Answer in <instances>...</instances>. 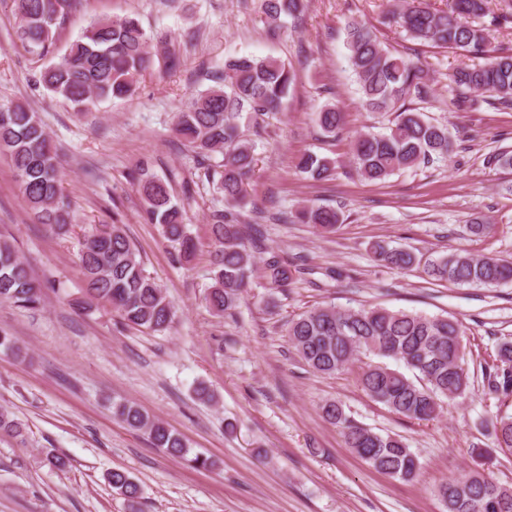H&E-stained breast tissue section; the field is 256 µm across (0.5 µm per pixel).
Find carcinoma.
I'll return each mask as SVG.
<instances>
[{
    "mask_svg": "<svg viewBox=\"0 0 512 512\" xmlns=\"http://www.w3.org/2000/svg\"><path fill=\"white\" fill-rule=\"evenodd\" d=\"M20 25L16 37L31 53L53 56L65 16L75 0H14ZM489 0H451L445 9L420 0L388 12L389 25L411 39L435 47L463 49L483 62L457 68L451 81L458 91V106L473 108L484 101L512 109V54L493 55L487 28L474 20L487 14ZM307 0H262L271 34L284 19L296 18ZM149 38L133 16L93 20L60 60L40 72L38 82L81 112L93 100H122L134 95L140 78L152 66ZM350 69L363 108L391 114L385 133L366 131L350 145V163L363 179L384 181L402 170L440 161L452 152L448 127L434 122L406 101L428 102L433 89L428 71L419 62L394 55L384 48L368 25L351 20L345 27ZM296 76L288 64L273 57L242 56L224 64L217 85L191 96L176 113L174 131L203 158L222 155L212 168V182L224 194L227 207L210 215L213 245V283L207 302L217 315L234 310L242 289L254 275L268 287L286 291L297 279L299 267L274 251L259 259L254 254L263 236L261 224H244L236 208L244 203L245 185L257 159L251 142L242 138L239 118L281 111L294 90ZM316 122L327 138L343 128L344 113L333 103L322 105ZM0 155L8 158L27 208L38 224L58 234L68 232L71 203L63 192L62 174L50 136L38 113L21 104L0 106ZM334 161L313 153L300 156L297 168L309 177H328ZM143 201L144 219L160 226L162 236L191 260L198 249L186 224L183 207L175 201L169 181L142 167L133 177ZM324 233L336 232L342 216L330 206L311 205L294 217ZM285 217V220L292 219ZM374 260L398 269H410L420 259L407 250L372 244ZM85 286L83 304L112 306L127 324L165 332L174 312L163 289L145 274L141 256L117 224L102 231L90 226L79 255ZM425 273L458 285L493 287L512 281V263L476 257L461 251L432 257ZM41 285L32 277L13 246L0 240V301L33 309L41 302ZM290 346L313 371L334 375L349 369L360 356L379 358L360 367L362 390L391 412L411 420H432L450 401H464L471 378L464 361L463 332L448 316H427L384 307L341 310L329 304L288 321ZM401 363L414 374L407 377L385 360ZM488 393L505 403L512 399V339L497 345L495 362L485 372ZM113 415L134 430L145 431L153 445L199 468H210V458L196 454L166 425L144 414L132 403H115ZM322 417L342 430L345 444L374 470L412 481L419 461L397 435L381 434L359 425L343 405L327 401ZM497 447L512 450V413L499 412L490 422ZM112 486L125 498L130 512H139L142 490L122 470L110 474ZM446 512H512V487L495 482L479 471L450 478L438 489Z\"/></svg>",
    "mask_w": 512,
    "mask_h": 512,
    "instance_id": "carcinoma-1",
    "label": "carcinoma"
}]
</instances>
